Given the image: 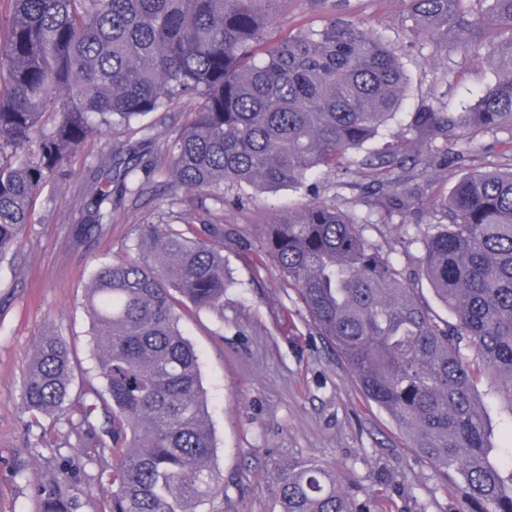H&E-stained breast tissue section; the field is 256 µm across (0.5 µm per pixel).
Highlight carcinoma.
Wrapping results in <instances>:
<instances>
[{
	"mask_svg": "<svg viewBox=\"0 0 512 512\" xmlns=\"http://www.w3.org/2000/svg\"><path fill=\"white\" fill-rule=\"evenodd\" d=\"M264 0H8L0 16V257L32 220L51 176L95 135L136 130L189 96L197 107L168 147L167 214L194 192L219 209L249 187L305 190L295 212L266 225L263 250L294 288L318 333L365 396L383 409L441 478L453 477L457 512H512V441L491 443L474 390L478 362L512 409V168L483 160L476 141L512 143V0H406L407 20L435 51L485 52L496 81L463 112L423 101L411 137L362 161L373 171L371 217L320 198L310 179L342 169L401 105L398 54L354 22L330 17L271 40ZM464 173L432 209L448 220L417 224L401 244L443 319L370 243L423 204L444 158ZM142 196L137 151L109 153L90 186L89 223L112 221V184ZM219 224L177 231L139 224L132 257L91 274L86 307L104 383L72 395L66 341L37 339L21 385L25 409L65 420L86 456L110 457L107 512H199L219 493L198 357L180 331L190 304L224 319ZM38 512H77L72 485L32 483ZM276 512H371L336 468L290 459L271 476Z\"/></svg>",
	"mask_w": 512,
	"mask_h": 512,
	"instance_id": "carcinoma-1",
	"label": "carcinoma"
}]
</instances>
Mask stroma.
<instances>
[{
    "label": "stroma",
    "instance_id": "stroma-1",
    "mask_svg": "<svg viewBox=\"0 0 512 512\" xmlns=\"http://www.w3.org/2000/svg\"><path fill=\"white\" fill-rule=\"evenodd\" d=\"M264 9L279 37L327 14L353 20L403 50L414 35L405 0H266ZM409 83L404 100L375 146L407 133L409 114L421 101L436 100L446 112H462L496 79L490 62L473 56L464 80L452 77L453 55L430 49L404 53ZM194 108L183 98L156 122L142 163L146 192L117 200L104 236L77 239L85 223L88 171L102 154L134 144L135 135L89 139L33 205L32 222L16 250L0 260V512H37L30 484L50 475L82 489L80 512H103L110 487L101 480L103 460H88L75 437L50 416L24 408L21 382L39 336L56 334L70 344L76 364L74 389L96 372L95 338L85 309L94 268L132 254L136 227L159 222L166 194L167 145ZM363 153L351 154L349 172L316 174L322 198L362 217L371 172ZM304 192L280 188L256 192L214 210L191 194L184 206L192 226L224 227V316L190 312L183 335L199 356L211 429L213 466L223 489L210 512H272L268 483L288 459L309 458L335 466L344 489L372 512H455L456 486L439 478L407 445L388 414L369 401L343 361L319 336L286 278L265 255V226L303 201ZM398 226L368 231L403 277L419 288L437 315L445 309L418 271L417 249L398 243Z\"/></svg>",
    "mask_w": 512,
    "mask_h": 512
}]
</instances>
